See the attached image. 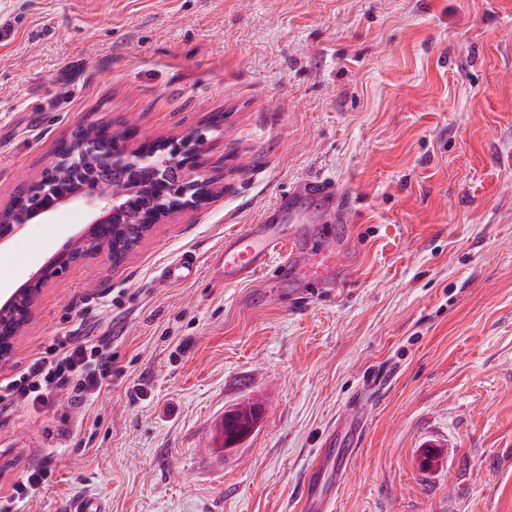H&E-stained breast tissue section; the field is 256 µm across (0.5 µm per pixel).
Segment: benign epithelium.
<instances>
[{"label":"benign epithelium","mask_w":512,"mask_h":512,"mask_svg":"<svg viewBox=\"0 0 512 512\" xmlns=\"http://www.w3.org/2000/svg\"><path fill=\"white\" fill-rule=\"evenodd\" d=\"M112 128L96 137L71 135L61 142L45 167L49 177H38L26 188L45 198V204L19 212L14 205L0 209V244L8 241L25 225L41 220L62 206L79 204L89 215V225L71 238L68 247L47 265L32 272L27 280L0 301V363L11 356L16 336L14 320L31 317L36 299L34 286L42 285L49 272H59L86 257L107 253L122 260L151 230L139 226L131 202L150 195L148 186L138 180L147 174L156 179L173 162L181 163L182 184L171 190L181 199L178 208L169 207L166 196L152 199L157 222L177 212L193 211L216 192L214 179L206 169L202 135L189 131L171 140H158V149L147 151L139 145L111 146Z\"/></svg>","instance_id":"obj_1"}]
</instances>
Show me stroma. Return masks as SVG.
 <instances>
[{
    "mask_svg": "<svg viewBox=\"0 0 512 512\" xmlns=\"http://www.w3.org/2000/svg\"><path fill=\"white\" fill-rule=\"evenodd\" d=\"M1 24L0 206L78 126L128 119L204 135L218 192L41 287L0 381L65 335L101 342L112 378L0 411V501L41 467L25 512H302L358 406L330 512H512V0H0ZM309 177L354 205L353 281L301 310L213 287L224 236ZM87 222L73 204L26 225L0 292ZM253 400L265 415L223 448ZM352 446L351 438H345L341 434H336V438H327L323 442L322 448L318 450L315 461L306 470L304 484L307 490V497L309 496L311 499L318 497L320 505H322L324 510L325 505L331 500V494L324 493L323 489H321L323 467L332 457L336 459L339 457L343 458L345 454L344 448H351Z\"/></svg>",
    "mask_w": 512,
    "mask_h": 512,
    "instance_id": "35a3bbf8",
    "label": "stroma"
}]
</instances>
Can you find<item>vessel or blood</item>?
<instances>
[{
	"mask_svg": "<svg viewBox=\"0 0 512 512\" xmlns=\"http://www.w3.org/2000/svg\"><path fill=\"white\" fill-rule=\"evenodd\" d=\"M309 200L332 205L334 223H313L305 206ZM351 210L350 201L334 183L321 178L304 180L268 209L259 223L225 235L223 245L209 257L213 284L235 286L263 278L271 290L287 289L291 305L305 307L313 298L350 282L355 275ZM344 426L349 436L327 438L304 475L308 496L324 505L331 496L321 488L322 470L331 458L344 456L352 445V436L362 430L360 411H352Z\"/></svg>",
	"mask_w": 512,
	"mask_h": 512,
	"instance_id": "b4317fda",
	"label": "vessel or blood"
}]
</instances>
